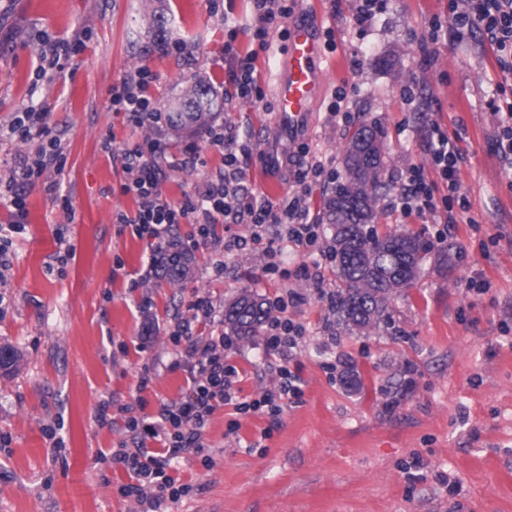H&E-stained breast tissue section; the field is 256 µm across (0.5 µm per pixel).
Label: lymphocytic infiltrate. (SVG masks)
Returning a JSON list of instances; mask_svg holds the SVG:
<instances>
[{"label": "lymphocytic infiltrate", "mask_w": 512, "mask_h": 512, "mask_svg": "<svg viewBox=\"0 0 512 512\" xmlns=\"http://www.w3.org/2000/svg\"><path fill=\"white\" fill-rule=\"evenodd\" d=\"M452 25L458 34L481 30L496 49V65L512 74V0H453ZM150 73L140 68L128 74L110 92L112 111L127 115L136 127L149 128L160 120L154 102L146 96ZM11 131L18 142L40 140L35 156H19L10 176L8 207L11 221L7 234H0V266L10 262L11 235L24 233L27 224V189L45 172L62 171L65 159L50 138L47 115L25 112L15 118ZM240 133L238 126L222 124L209 132L212 146L224 150V171L200 181L193 191L176 203L165 200L160 190V175L167 163L158 143L149 139L118 151L125 174L123 194L136 198L135 215L117 214V223L129 227L133 236L165 240L173 225L193 224L197 232L192 246L208 242L210 228L220 223L249 224L256 231L267 225H281L283 236L302 253L321 249V227L310 223L309 212L299 198H287L275 203L252 193L240 192L238 157L234 151ZM430 164L438 175L437 181L425 178L422 167H413L403 184L399 200L404 209L425 212L438 209L468 210V198L459 192L461 151L441 128H434L429 146ZM445 184L446 195H438V184ZM275 314L266 325L265 341L269 350L288 356L298 348L305 328L287 316L288 303L278 299ZM213 306L203 297L187 305V313L177 321L169 335L175 363L187 374V391L177 402L164 406L158 420L149 422L138 413L137 404L122 406L131 449L113 452V462L124 466L135 477L133 483L121 486V496L135 500L141 512H166L184 493L167 474L173 459L184 454L205 452L204 433L214 412L223 406H233L240 414L265 413L281 415L288 399L299 397V379L288 366H280L278 382L264 389L258 398L239 397L242 380L240 369L231 363L229 353L234 338L224 335L200 338L194 336L196 323L211 319Z\"/></svg>", "instance_id": "obj_1"}]
</instances>
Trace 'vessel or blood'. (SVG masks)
Listing matches in <instances>:
<instances>
[{
  "label": "vessel or blood",
  "instance_id": "vessel-or-blood-1",
  "mask_svg": "<svg viewBox=\"0 0 512 512\" xmlns=\"http://www.w3.org/2000/svg\"><path fill=\"white\" fill-rule=\"evenodd\" d=\"M323 48L311 24L294 23L288 32L286 54L277 89L276 120L279 125L298 128L323 90Z\"/></svg>",
  "mask_w": 512,
  "mask_h": 512
}]
</instances>
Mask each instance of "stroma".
<instances>
[{
	"mask_svg": "<svg viewBox=\"0 0 512 512\" xmlns=\"http://www.w3.org/2000/svg\"><path fill=\"white\" fill-rule=\"evenodd\" d=\"M288 5L267 50L257 51L249 34L237 38L239 54L254 57L264 93L242 101L228 80L224 19L248 22L252 0H159L169 23L157 39L146 32L141 0H0V184L17 153L40 147L16 144L10 125L19 112H47L65 157L62 173L47 172L30 188L27 228L0 272V344L21 356L13 372L0 373V512H139L118 493L127 472L108 458L125 438L123 421L116 415L98 425L96 411L104 401H138L155 421L187 389L168 340L176 312L202 296L220 314L245 289L270 301L296 294L288 314L305 335L287 363L302 394L276 418L217 409L206 435L213 463L172 461L170 475L191 490L169 512H512V166L493 146L498 117L490 102L502 79L495 54L481 32L456 35L449 0H384L362 28L353 20L357 0ZM297 19L322 41L325 87L291 134L275 121L274 87L285 31ZM78 37L85 48L63 68L42 67L44 40ZM174 41L182 52L171 51ZM142 66L163 111L186 83H209L226 101L215 123L240 125L249 147L239 158L242 185L274 202L300 197L314 222L343 172L349 128L380 121L394 178L417 165L432 179L428 146L440 127L466 157L460 191L469 213L452 224L442 211L408 213L394 190L377 212L400 230L432 235L445 227L447 261L429 257L414 285L391 300V326L368 336L337 332L329 260L316 283L265 274L271 254L292 269L305 260L272 230L254 242L248 225H214L182 286L157 281V243L115 222L117 213L135 214L137 202L121 193V162L102 151V139L112 136L119 147L157 140L170 161L160 188L174 202L222 171L224 153L206 134L176 138L164 125L145 131L110 110L113 85ZM340 89L346 100L336 114ZM190 147L204 166L181 165ZM267 155L279 166L266 168ZM317 161L324 175L299 181ZM236 236L248 245L215 275V248ZM230 360L246 373L240 387L249 400L275 383L281 361L261 336L238 343ZM147 367L153 383L140 393ZM350 371L361 389L342 385ZM233 420L240 429L230 440L224 433ZM55 437L64 446L54 456Z\"/></svg>",
	"mask_w": 512,
	"mask_h": 512,
	"instance_id": "1",
	"label": "stroma"
}]
</instances>
